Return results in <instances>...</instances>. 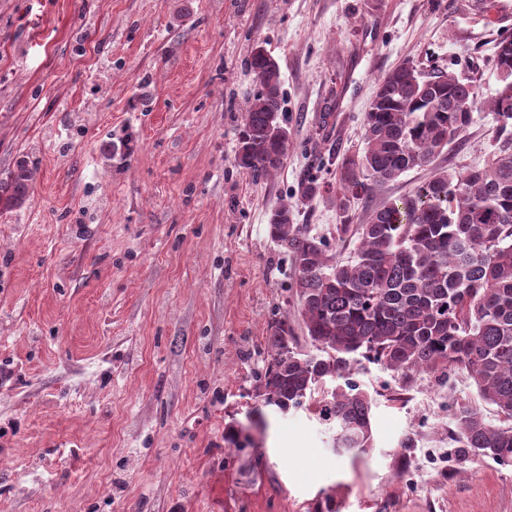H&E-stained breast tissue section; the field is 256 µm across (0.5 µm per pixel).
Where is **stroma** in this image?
<instances>
[{
	"label": "stroma",
	"mask_w": 512,
	"mask_h": 512,
	"mask_svg": "<svg viewBox=\"0 0 512 512\" xmlns=\"http://www.w3.org/2000/svg\"><path fill=\"white\" fill-rule=\"evenodd\" d=\"M512 0H0V512H512V465L459 459L461 375L366 358L370 454L338 455L309 411L267 413L261 452L225 457L276 315L299 324L266 233L316 154L362 146L376 81L412 62L495 95ZM278 62L288 159L233 165L253 42ZM476 113L451 163L483 165ZM415 446H401L406 435ZM35 172L36 167L30 160L22 158L17 162L6 179L0 180V209L12 211L25 204Z\"/></svg>",
	"instance_id": "obj_1"
}]
</instances>
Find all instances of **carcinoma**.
Here are the masks:
<instances>
[{
    "label": "carcinoma",
    "instance_id": "1",
    "mask_svg": "<svg viewBox=\"0 0 512 512\" xmlns=\"http://www.w3.org/2000/svg\"><path fill=\"white\" fill-rule=\"evenodd\" d=\"M244 65L256 89L242 108L233 165L266 180L284 165L288 136L280 68L255 42ZM500 88L488 101L498 136L481 167L439 166L474 123L475 85L452 73L421 75L405 63L377 80L364 113L363 146L331 154V181L303 175L268 217L267 235L290 260L303 331L316 353L298 349L288 317L269 324L267 360L254 376L251 414L314 411L332 447L353 457L374 447V399L351 379L359 354L408 380L456 371L496 406L494 425L465 405L452 414L463 457L512 463V37L499 40ZM432 176L413 191L357 212L378 191L415 168ZM35 165L20 159L0 180V209L28 200ZM336 200L335 244L293 223V208ZM351 248L350 256H340ZM224 447H252L234 425Z\"/></svg>",
    "mask_w": 512,
    "mask_h": 512
}]
</instances>
